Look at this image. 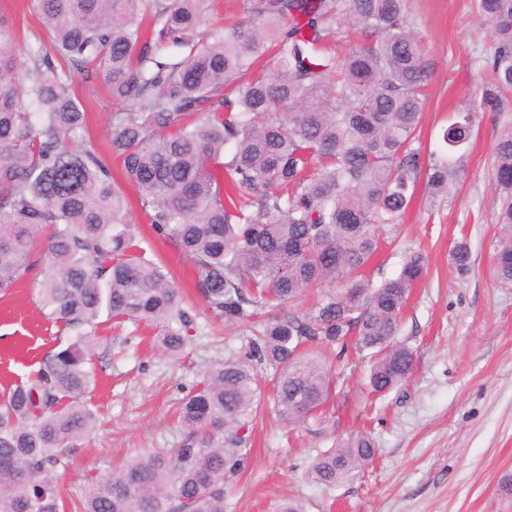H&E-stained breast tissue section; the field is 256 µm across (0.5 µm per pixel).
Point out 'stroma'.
Wrapping results in <instances>:
<instances>
[{
    "mask_svg": "<svg viewBox=\"0 0 512 512\" xmlns=\"http://www.w3.org/2000/svg\"><path fill=\"white\" fill-rule=\"evenodd\" d=\"M412 6L430 65L415 142L426 153L438 148L440 129L453 112L469 106L494 34L472 14L470 0H413ZM0 21L19 61H26L29 44L52 40L27 0H0ZM74 88L90 139L104 148L114 110L108 89L96 73L76 74ZM497 133L490 116L478 118L461 181L434 203L426 185L418 184L411 208L400 223L382 229L379 251L361 275L376 285L399 271L407 251L426 257L397 336L414 352L407 381L369 404L363 363L347 365L334 407L293 430L264 397L249 462L225 489L224 512H279L291 498L305 512H512V494L501 489L503 476L512 474V286L491 276L499 233L492 174ZM124 192L135 231L167 263L182 293L198 301L189 262L150 228L135 203V187L125 185ZM460 241L471 251L464 275L450 260ZM47 273V264H40L0 295V385L25 379L58 343L37 297ZM150 336L129 322L100 327L91 399L100 423L74 450L64 474L73 494L131 458L178 446L183 432L176 406L209 365L244 354L250 331L202 320L179 360L150 345ZM363 429L376 455L360 477L329 488L316 484L309 467L317 454Z\"/></svg>",
    "mask_w": 512,
    "mask_h": 512,
    "instance_id": "obj_1",
    "label": "stroma"
}]
</instances>
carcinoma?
<instances>
[{"label":"carcinoma","instance_id":"carcinoma-1","mask_svg":"<svg viewBox=\"0 0 512 512\" xmlns=\"http://www.w3.org/2000/svg\"><path fill=\"white\" fill-rule=\"evenodd\" d=\"M212 2L30 0L53 40L29 47L24 65L0 29V293L35 268L51 228L38 296L66 337L34 376L0 392V512H224V485L248 461L258 366L275 369L277 409L293 427L336 395L327 348L338 362L349 351L369 359L375 396L403 384L414 354L395 336L423 254L408 253L376 286L334 287L369 263L377 231L409 208L420 173L434 199L448 196L479 113L501 123L493 274L512 285V0H473L494 30L488 78L426 159L413 143L429 69L410 0H248V21L228 31L204 28ZM171 47L177 55L164 54ZM92 71L118 105L111 153L153 231L190 261L202 311L136 239L109 156L74 146L87 131L74 75ZM470 259L457 243L456 268L468 272ZM314 287L329 291L310 311H290ZM103 315L156 330L174 359L203 316L253 329L243 357L210 366L182 399L178 447L133 458L74 500L60 470L97 425ZM374 456L368 436L350 434L310 474L336 485Z\"/></svg>","mask_w":512,"mask_h":512}]
</instances>
